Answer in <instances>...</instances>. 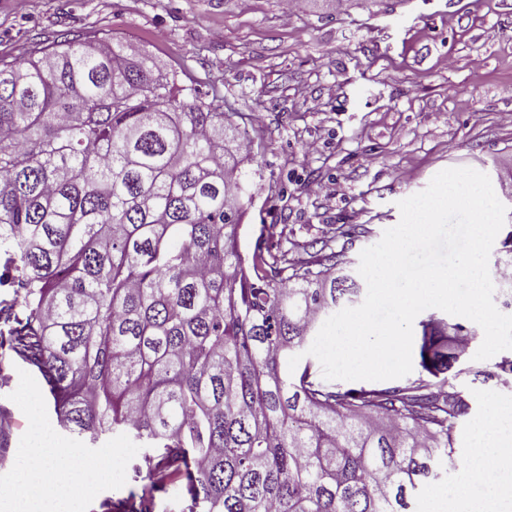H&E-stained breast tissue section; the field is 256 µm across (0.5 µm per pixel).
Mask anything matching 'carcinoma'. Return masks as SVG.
Instances as JSON below:
<instances>
[{
    "mask_svg": "<svg viewBox=\"0 0 512 512\" xmlns=\"http://www.w3.org/2000/svg\"><path fill=\"white\" fill-rule=\"evenodd\" d=\"M244 138L126 41L0 61V349L64 430L147 449L134 512L172 485L189 512H412L470 408L439 343L471 332L420 321L403 386L289 371L362 286L342 251H241Z\"/></svg>",
    "mask_w": 512,
    "mask_h": 512,
    "instance_id": "cac0c4a2",
    "label": "carcinoma"
}]
</instances>
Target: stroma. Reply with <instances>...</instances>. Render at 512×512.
<instances>
[{
  "label": "stroma",
  "instance_id": "obj_1",
  "mask_svg": "<svg viewBox=\"0 0 512 512\" xmlns=\"http://www.w3.org/2000/svg\"><path fill=\"white\" fill-rule=\"evenodd\" d=\"M106 35L136 43L161 71L217 97L245 129L259 161L245 168L248 249L275 225L291 257L308 260L315 241L341 247L338 229L356 225L365 234L348 250L355 261L399 223L398 201L439 171L468 167L493 178L512 169V123L503 120L512 113V0H377L341 13L311 4L287 21L282 0H0L6 62ZM505 357L512 350L460 359L455 384L470 410L458 422L455 461L421 488L414 512H431L464 479L473 497H485L484 481L467 476V437L512 401L498 368ZM41 391L37 373L0 354V431L11 437L0 451V493L40 431L100 468L76 480L77 512H114L147 481L141 453H126L119 437L79 441Z\"/></svg>",
  "mask_w": 512,
  "mask_h": 512
}]
</instances>
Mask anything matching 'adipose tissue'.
<instances>
[{"label": "adipose tissue", "mask_w": 512, "mask_h": 512, "mask_svg": "<svg viewBox=\"0 0 512 512\" xmlns=\"http://www.w3.org/2000/svg\"><path fill=\"white\" fill-rule=\"evenodd\" d=\"M478 440L482 448L473 460L472 475H482L486 459L495 462L488 498L474 500L466 485H459L454 510L512 512V405L497 410L491 433L479 435ZM74 463L73 454L58 453L44 438L35 437L22 454L18 477L8 493L11 512H73L74 494L61 485L60 476Z\"/></svg>", "instance_id": "obj_1"}]
</instances>
